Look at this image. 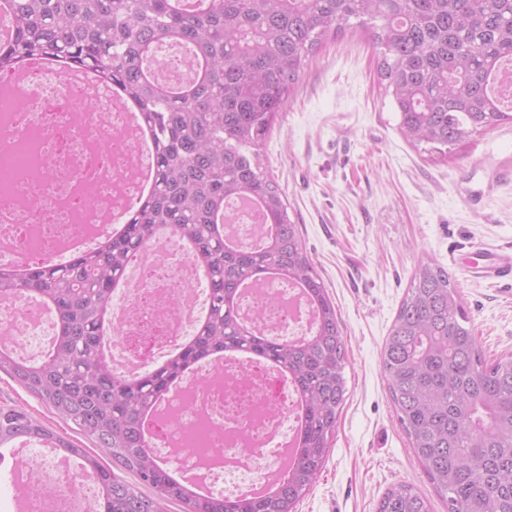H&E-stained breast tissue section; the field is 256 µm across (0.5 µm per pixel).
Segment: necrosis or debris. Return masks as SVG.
I'll return each instance as SVG.
<instances>
[{"mask_svg": "<svg viewBox=\"0 0 512 512\" xmlns=\"http://www.w3.org/2000/svg\"><path fill=\"white\" fill-rule=\"evenodd\" d=\"M91 101L95 110L77 109ZM143 135L108 86L68 77L31 60L23 75L0 76V162L13 174L0 186V268L60 262L120 228L138 192L132 175L142 159ZM293 281L273 277L261 294L238 301L244 322L260 334L292 342L313 332L314 316ZM178 305L164 314L159 304ZM209 297L182 238L161 231L128 267L112 300L113 371L138 377L189 341ZM57 337L50 309L18 293L0 299V341L23 360L45 356ZM165 413L145 427L155 457L186 477L202 478L224 495L257 492L289 460L299 399L287 373L256 361L221 359L192 372L169 394ZM20 512H95V475L54 455L51 465L18 455L7 470Z\"/></svg>", "mask_w": 512, "mask_h": 512, "instance_id": "1", "label": "necrosis or debris"}]
</instances>
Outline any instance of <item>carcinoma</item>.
<instances>
[{
  "label": "carcinoma",
  "instance_id": "1",
  "mask_svg": "<svg viewBox=\"0 0 512 512\" xmlns=\"http://www.w3.org/2000/svg\"><path fill=\"white\" fill-rule=\"evenodd\" d=\"M18 35L0 71L34 57L95 72L131 101L155 156L152 190L120 232L64 265L0 269V296L26 293L58 318L55 346L37 363L0 352V371L100 453L92 454L19 408L0 407V446L37 439L97 476L99 512H293L328 460L346 400L341 322L259 149L310 56L357 20L379 50V75L402 135L442 156L480 129L512 122V0H9ZM161 40L197 58L195 79L148 75ZM239 198L261 214V242L225 241L219 217ZM165 227L208 272L210 306L195 336L162 365L128 381L100 356L113 290ZM276 273L297 283L316 315L308 339L283 343L241 320L242 285ZM451 275L415 268L386 338L383 374L414 456L447 512H512V355L487 363ZM245 352L288 372L301 402L288 479L267 494L199 497L145 451L143 420L199 361ZM130 473L129 481L121 473ZM377 512H430L413 487L387 489Z\"/></svg>",
  "mask_w": 512,
  "mask_h": 512
}]
</instances>
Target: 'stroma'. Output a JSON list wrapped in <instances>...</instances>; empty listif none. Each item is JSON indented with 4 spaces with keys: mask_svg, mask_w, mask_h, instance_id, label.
Wrapping results in <instances>:
<instances>
[{
    "mask_svg": "<svg viewBox=\"0 0 512 512\" xmlns=\"http://www.w3.org/2000/svg\"><path fill=\"white\" fill-rule=\"evenodd\" d=\"M368 33L329 37L304 68L261 150L342 322L346 400L327 463L295 512H377L394 483L446 512L390 399L383 345L415 267L448 270L482 356L512 353V283L476 280L469 260L512 253V123L441 158L417 149L377 70ZM0 406L24 409L77 447L91 442L0 372Z\"/></svg>",
    "mask_w": 512,
    "mask_h": 512,
    "instance_id": "1",
    "label": "stroma"
}]
</instances>
